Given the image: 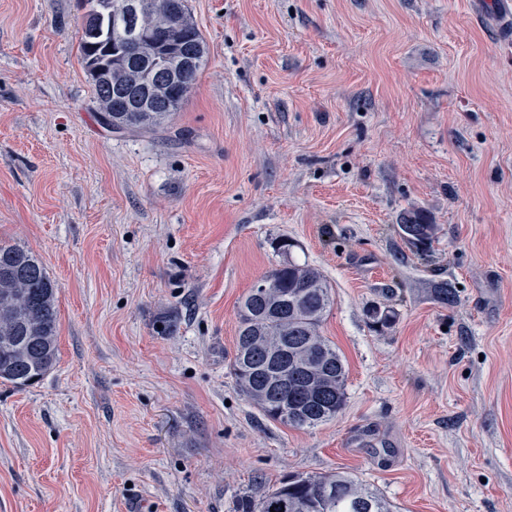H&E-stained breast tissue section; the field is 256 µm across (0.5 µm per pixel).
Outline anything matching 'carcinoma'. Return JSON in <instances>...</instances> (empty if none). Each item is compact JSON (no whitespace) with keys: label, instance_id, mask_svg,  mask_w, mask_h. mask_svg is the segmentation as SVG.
Masks as SVG:
<instances>
[{"label":"carcinoma","instance_id":"carcinoma-1","mask_svg":"<svg viewBox=\"0 0 512 512\" xmlns=\"http://www.w3.org/2000/svg\"><path fill=\"white\" fill-rule=\"evenodd\" d=\"M165 0H155L146 15L116 19L102 13L96 27L79 35L87 75L103 71L114 85L133 82L117 50L125 32L139 26L171 28L177 48L193 53L195 66L177 85L159 86L158 94L183 104L206 65L205 41L189 9L173 18ZM101 123L114 132L150 133L164 126L169 112H114L106 89L93 83ZM399 229L414 245L432 246L438 227L419 209L403 212ZM333 304L322 273L307 264L285 260L250 288L238 308L239 324L232 373L237 386L264 417L298 429L334 420L346 404L347 366L321 327ZM371 324L391 327L396 315L386 307L368 309ZM58 288L32 252L0 244V380L16 388L39 382L57 363ZM275 360L288 373V388L276 390L260 369ZM243 512H397L395 506L356 476L336 472L295 475L259 502L247 501Z\"/></svg>","mask_w":512,"mask_h":512}]
</instances>
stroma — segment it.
Masks as SVG:
<instances>
[{"instance_id":"1","label":"stroma","mask_w":512,"mask_h":512,"mask_svg":"<svg viewBox=\"0 0 512 512\" xmlns=\"http://www.w3.org/2000/svg\"><path fill=\"white\" fill-rule=\"evenodd\" d=\"M490 2L187 0L208 62L142 135L98 121L81 0H0V243L59 290L55 367L0 383V512H239L336 471L397 512H512V24ZM283 237L348 369L314 429L230 368ZM398 226L407 241L429 248L435 241L438 230L437 224H432L426 214L419 209L403 212Z\"/></svg>"}]
</instances>
